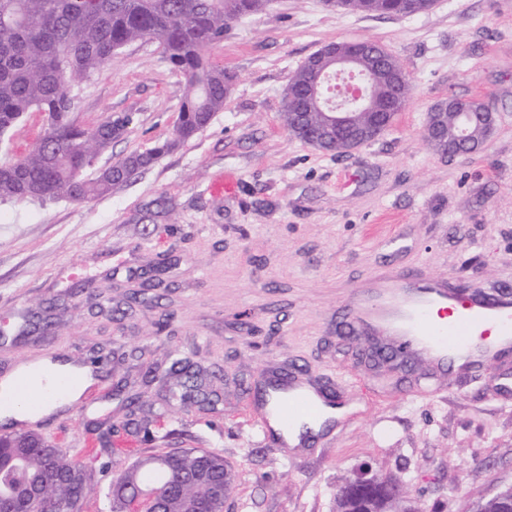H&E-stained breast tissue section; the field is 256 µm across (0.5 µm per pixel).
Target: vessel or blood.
Instances as JSON below:
<instances>
[{
    "mask_svg": "<svg viewBox=\"0 0 512 512\" xmlns=\"http://www.w3.org/2000/svg\"><path fill=\"white\" fill-rule=\"evenodd\" d=\"M347 316L356 332L383 331L395 339L394 349L418 354L440 369L449 360L492 359L512 348V294L459 297L441 281L411 286L398 277L363 291ZM278 407L306 417L318 416L326 405L323 391L295 385L276 390Z\"/></svg>",
    "mask_w": 512,
    "mask_h": 512,
    "instance_id": "b4317fda",
    "label": "vessel or blood"
}]
</instances>
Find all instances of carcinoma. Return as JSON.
I'll return each mask as SVG.
<instances>
[{"label": "carcinoma", "instance_id": "cac0c4a2", "mask_svg": "<svg viewBox=\"0 0 512 512\" xmlns=\"http://www.w3.org/2000/svg\"><path fill=\"white\" fill-rule=\"evenodd\" d=\"M434 0H325L333 10L370 15H417ZM274 0H0V142L29 112L42 116L43 134L20 156L0 155V199L82 202L119 189L164 154L196 136L224 110L235 78L210 63L206 52L224 40L246 16L272 10ZM147 39L183 76L181 112L170 139L134 150L88 178L85 172L125 136L127 129L107 115L90 126L72 117L68 87L103 68L128 44ZM379 44L363 42L360 63L374 72L390 62ZM395 73L372 83L371 107L352 105L369 139L378 137L406 106L411 81L398 61ZM311 82L306 65L288 77L284 126L312 147L340 153L346 133H321V110L308 103ZM439 124L453 142L456 110L440 108ZM198 449L156 451L124 467L101 463L108 475L110 512H211L226 496L234 475L224 457L211 454L208 468L221 483L199 476ZM358 476L336 490L334 512H420L401 480L375 474L371 489L357 495ZM92 491L80 460L28 433L6 434L0 446V512H83ZM472 512H512V490L479 499Z\"/></svg>", "mask_w": 512, "mask_h": 512}]
</instances>
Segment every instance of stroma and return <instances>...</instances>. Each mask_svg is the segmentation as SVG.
<instances>
[{"mask_svg": "<svg viewBox=\"0 0 512 512\" xmlns=\"http://www.w3.org/2000/svg\"><path fill=\"white\" fill-rule=\"evenodd\" d=\"M372 41L414 90L376 141L318 151L280 122L288 77L337 41ZM209 60L236 82L196 137L114 192L84 202L0 200V368L45 357L103 355L107 391L91 390L32 432L87 466L88 512H106L101 461L124 465L161 448H204L234 472L227 512H332L336 487L362 466L404 481L421 512H470L512 484V359L410 374L370 368L364 337L336 323L358 290L402 273L491 289L512 286V0H435L415 16L277 0L236 23ZM74 116L129 115L99 165L171 134L184 80L156 43L129 44L71 87ZM479 100L497 115L483 148L449 159L425 140L431 107ZM234 176L233 193L212 194ZM401 236L394 251L385 241ZM196 376L194 401L171 392ZM161 371L149 382L148 368ZM301 369L336 389L345 417L313 446H272L251 387ZM139 395L129 411L112 395ZM148 422L151 438L110 435Z\"/></svg>", "mask_w": 512, "mask_h": 512, "instance_id": "obj_1", "label": "stroma"}]
</instances>
